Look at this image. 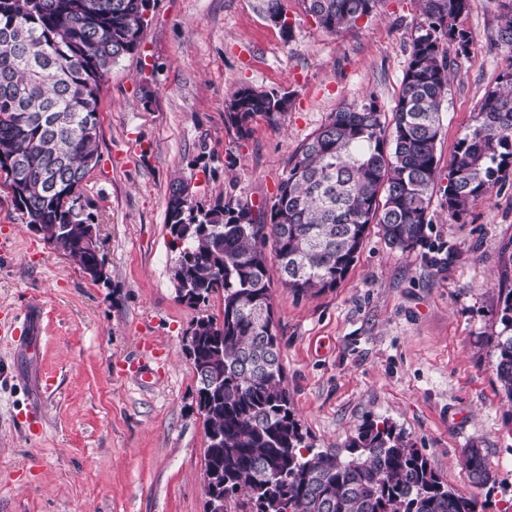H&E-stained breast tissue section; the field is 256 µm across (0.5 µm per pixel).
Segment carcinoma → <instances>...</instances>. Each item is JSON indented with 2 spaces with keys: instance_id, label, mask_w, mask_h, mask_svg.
Masks as SVG:
<instances>
[{
  "instance_id": "obj_1",
  "label": "carcinoma",
  "mask_w": 512,
  "mask_h": 512,
  "mask_svg": "<svg viewBox=\"0 0 512 512\" xmlns=\"http://www.w3.org/2000/svg\"><path fill=\"white\" fill-rule=\"evenodd\" d=\"M326 31L356 26L378 0H301ZM425 22L412 39L392 126L374 100L340 107L288 161L269 207V223L231 202L183 201L170 188L167 228L179 296L197 308L224 298L222 322L202 315L186 351L197 374V405L206 437L203 481L237 512H484L429 464L406 432L387 419L365 420L344 451L317 447L303 431L284 384L266 248L280 282L293 294L334 288L358 258L370 225L392 250L418 252L437 270L453 246L431 240L430 206L438 185L436 146L451 73L446 43L457 55L472 44L459 20L470 0H419ZM498 42L512 50V0H499ZM142 0H0V172L12 171L14 203L27 224L50 230L53 249L96 283L110 280L104 257L85 249L95 225L73 211L82 197L99 136L98 103L112 65L141 44ZM288 100L275 91L236 89L225 103L238 138L257 116L274 123ZM512 167V72L488 91L474 124L457 143L443 189L448 216L460 220L487 198ZM501 331L491 337L495 371L512 402V254L498 281ZM477 487L491 479L481 449L465 451Z\"/></svg>"
}]
</instances>
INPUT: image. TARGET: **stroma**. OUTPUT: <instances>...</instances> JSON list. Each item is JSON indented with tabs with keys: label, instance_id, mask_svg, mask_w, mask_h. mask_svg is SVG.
<instances>
[{
	"label": "stroma",
	"instance_id": "35a3bbf8",
	"mask_svg": "<svg viewBox=\"0 0 512 512\" xmlns=\"http://www.w3.org/2000/svg\"><path fill=\"white\" fill-rule=\"evenodd\" d=\"M281 3L286 32L261 0H152L140 49L102 85L98 160L83 186L108 283L31 233L0 175V512H204L207 439L185 337L198 316L222 318L224 302L217 294L195 309L177 297L171 183L268 222L289 158L331 112L371 98L392 114L424 21L418 0H379L370 17L332 34L301 0ZM460 23L472 46L442 104L443 176L486 92L512 71V52L497 41L498 0H470ZM242 86L288 98L277 124L256 119L244 140L225 119ZM430 215L433 239L456 250L448 268L388 248L373 230L336 287L297 296L274 284L286 385L317 446L343 444L366 417L389 419L453 490L504 512L512 404L489 339L501 329L498 274L512 254V169L462 221L449 219L438 192ZM35 300L48 317L13 335ZM147 342L160 372L143 384L128 367ZM32 406L37 435L24 423ZM472 447L491 475L481 489L463 464Z\"/></svg>",
	"mask_w": 512,
	"mask_h": 512
}]
</instances>
